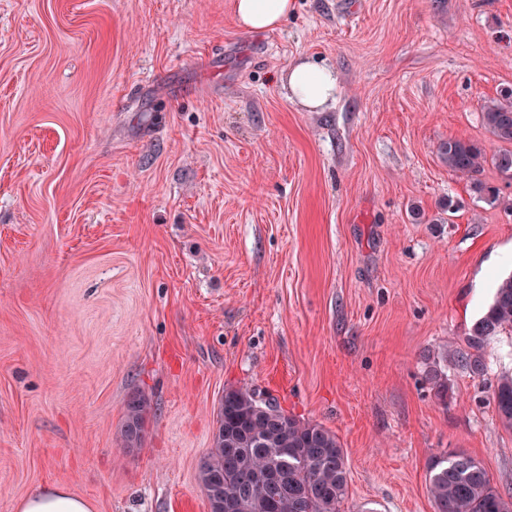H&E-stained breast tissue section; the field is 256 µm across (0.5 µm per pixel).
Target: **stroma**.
Here are the masks:
<instances>
[{
    "label": "stroma",
    "mask_w": 512,
    "mask_h": 512,
    "mask_svg": "<svg viewBox=\"0 0 512 512\" xmlns=\"http://www.w3.org/2000/svg\"><path fill=\"white\" fill-rule=\"evenodd\" d=\"M295 5L256 33L233 0H0V512L51 485L210 512L228 388L336 433L343 512H436L450 452L512 498V335L446 399L427 377L512 273V182L485 164L487 204L440 152L502 148L512 0ZM304 60L338 76L325 109L283 87ZM481 116L486 129L496 140L512 144V90L488 101ZM497 416L503 426L512 429V373L499 376L492 392ZM148 412L149 406L141 396H133L128 399L126 403V420L121 430L124 447H131L132 444L140 440Z\"/></svg>",
    "instance_id": "stroma-1"
}]
</instances>
